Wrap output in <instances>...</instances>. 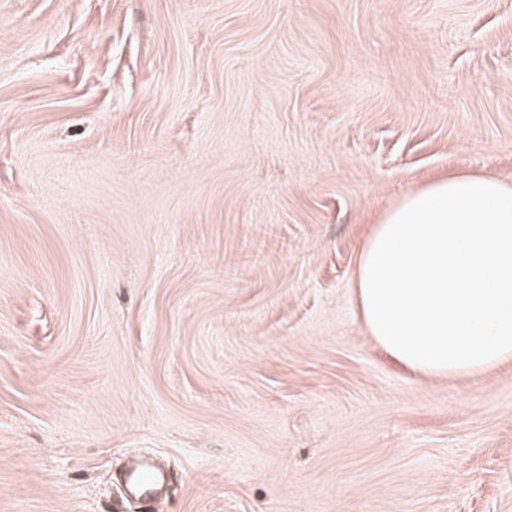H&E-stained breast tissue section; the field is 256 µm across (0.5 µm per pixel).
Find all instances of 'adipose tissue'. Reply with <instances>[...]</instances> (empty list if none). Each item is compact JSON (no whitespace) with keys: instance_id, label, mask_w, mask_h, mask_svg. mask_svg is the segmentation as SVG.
I'll use <instances>...</instances> for the list:
<instances>
[{"instance_id":"adipose-tissue-1","label":"adipose tissue","mask_w":512,"mask_h":512,"mask_svg":"<svg viewBox=\"0 0 512 512\" xmlns=\"http://www.w3.org/2000/svg\"><path fill=\"white\" fill-rule=\"evenodd\" d=\"M353 295L376 345L415 373L512 361V184L451 173L400 198L361 249Z\"/></svg>"}]
</instances>
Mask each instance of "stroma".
<instances>
[{"mask_svg":"<svg viewBox=\"0 0 512 512\" xmlns=\"http://www.w3.org/2000/svg\"><path fill=\"white\" fill-rule=\"evenodd\" d=\"M448 171L512 183V0H0V512H512V362L352 293ZM162 480L161 473L151 463L142 461L133 468L131 485L137 495L146 497V501L151 503L154 499L152 494Z\"/></svg>","mask_w":512,"mask_h":512,"instance_id":"1","label":"stroma"}]
</instances>
